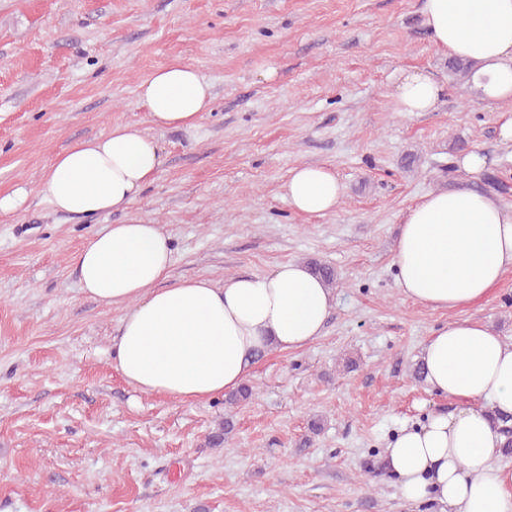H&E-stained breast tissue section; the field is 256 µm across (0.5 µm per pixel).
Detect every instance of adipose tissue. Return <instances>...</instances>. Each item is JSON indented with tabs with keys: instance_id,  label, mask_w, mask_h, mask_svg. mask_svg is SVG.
Returning a JSON list of instances; mask_svg holds the SVG:
<instances>
[{
	"instance_id": "adipose-tissue-1",
	"label": "adipose tissue",
	"mask_w": 512,
	"mask_h": 512,
	"mask_svg": "<svg viewBox=\"0 0 512 512\" xmlns=\"http://www.w3.org/2000/svg\"><path fill=\"white\" fill-rule=\"evenodd\" d=\"M435 46L473 60V88L491 103L512 101V0H423ZM442 86L403 72L393 106L433 111ZM139 97L155 127H198L212 105L209 84L173 62L146 79ZM163 164L158 142L137 125H116L79 140L44 170L41 194L61 213L95 218L127 210ZM289 206L323 216L343 186L324 165L292 168ZM82 291L123 307L111 356L141 393L182 403L235 391L269 351L302 350L323 332L335 295L306 264L288 261L262 275L170 282L174 253L157 224L134 220L90 234L75 257ZM393 263L405 299L448 312L427 337L420 360L430 391L456 400L453 413L401 429L385 449L386 471L402 499L439 512H512V475L497 465L504 442L496 416L512 415V344L460 311L512 271V207L463 184L418 197L404 212Z\"/></svg>"
}]
</instances>
